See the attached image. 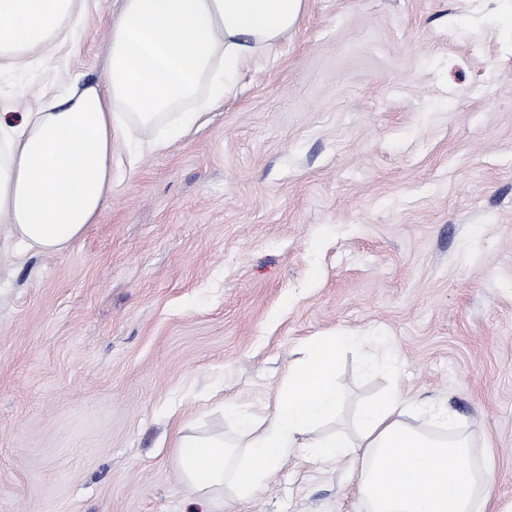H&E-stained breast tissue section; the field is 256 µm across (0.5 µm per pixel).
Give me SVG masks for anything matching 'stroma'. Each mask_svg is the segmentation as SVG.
I'll use <instances>...</instances> for the list:
<instances>
[{
	"mask_svg": "<svg viewBox=\"0 0 512 512\" xmlns=\"http://www.w3.org/2000/svg\"><path fill=\"white\" fill-rule=\"evenodd\" d=\"M119 0L74 41L0 70L36 110L99 80ZM67 249L0 223V512H359L301 458L247 503H195L178 435L271 405L309 337H380L395 375L343 354L344 417L391 389L451 411L512 502V0H308L238 93L129 169Z\"/></svg>",
	"mask_w": 512,
	"mask_h": 512,
	"instance_id": "obj_1",
	"label": "stroma"
}]
</instances>
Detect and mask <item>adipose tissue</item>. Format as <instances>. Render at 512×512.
Here are the masks:
<instances>
[{
	"mask_svg": "<svg viewBox=\"0 0 512 512\" xmlns=\"http://www.w3.org/2000/svg\"><path fill=\"white\" fill-rule=\"evenodd\" d=\"M307 0H122L110 24L104 78L71 81L35 111L0 110V222L27 251L58 252L94 223L112 189L117 137L162 150L235 95L250 60L271 53ZM86 0H0V68L30 65L71 42ZM377 340L350 331L310 337L260 418L224 413L237 435H182L192 497L246 502L299 456L344 471L368 512H484L495 481L452 416L441 432L415 423L417 405L391 390L339 427L336 363Z\"/></svg>",
	"mask_w": 512,
	"mask_h": 512,
	"instance_id": "1",
	"label": "adipose tissue"
}]
</instances>
